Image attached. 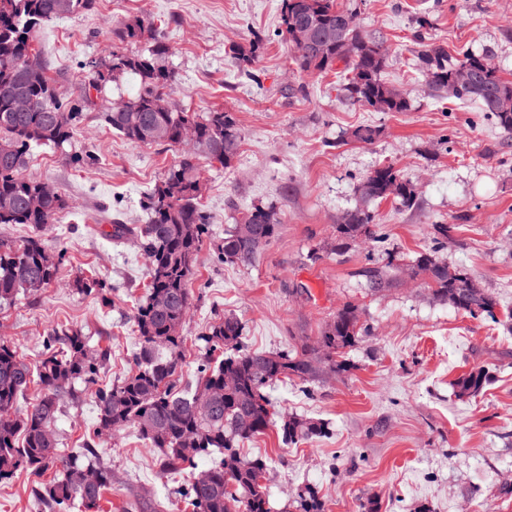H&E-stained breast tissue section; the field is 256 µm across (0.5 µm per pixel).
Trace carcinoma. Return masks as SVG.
Listing matches in <instances>:
<instances>
[{
	"label": "carcinoma",
	"instance_id": "cac0c4a2",
	"mask_svg": "<svg viewBox=\"0 0 512 512\" xmlns=\"http://www.w3.org/2000/svg\"><path fill=\"white\" fill-rule=\"evenodd\" d=\"M58 0H0V224H29L39 229L56 223L67 207L58 193L42 198V183L22 176L29 151L40 145L58 148L71 143L85 107L95 104L107 87L123 75L138 79L137 93L127 101V110H103L112 130L134 144L181 145L182 131L191 128L207 150L186 152L171 166L160 183L147 194L144 206L149 222L139 227L111 224L108 236L121 240L139 239L149 260L146 300L134 316L139 347L133 355L135 370L119 382L96 390L99 417L94 436L75 454L58 453L53 426L60 414L59 396L79 381L97 384L98 374L111 357L110 347L97 344L90 349L81 331L51 328L43 342L42 358L30 366L11 345L0 341V481L17 472L32 477L34 492L49 512H100V502L112 488V469L100 462V438L125 429H134L151 448L163 476L189 477L185 495L192 512H271L266 486L257 478L266 476L267 461L243 455L235 447L239 441L261 435L272 424L274 405L270 390L285 379L317 380L323 368L341 371L344 350L353 346L369 329L359 325L357 307L345 303L309 343L279 352L248 351L241 346L240 322L226 316L214 322L202 336L209 353L197 365L195 380L180 388L176 376L183 362L186 337L171 335L173 324L185 326L191 304V284L198 253L209 234V216L201 208L199 161L227 168L236 157L242 133L228 112L213 109L196 112L170 106L167 112L153 111L154 102L169 97L177 81L175 71L165 64L169 47L162 28L140 17L124 22L113 35L121 43L149 42L148 53H127L112 49L104 61L83 64L86 79L75 99L58 93L56 81L37 46V28L60 17ZM347 11L336 0H283L280 32L291 38L301 22L317 32L331 30L335 38L318 51L295 46L294 63L304 73L326 72L343 64L342 75L351 95L364 106L379 112H402L405 98L393 99L390 84L382 78L385 55L378 42L362 35L355 25L346 26ZM259 44L232 48L239 62L254 63ZM420 61L432 70V91L442 92L448 79L463 70H478L481 57L472 51L450 60L440 46H426ZM492 98L479 85L460 87L454 98L474 102L496 121L499 129L512 136V110L504 112L500 100L512 101V81L494 75ZM17 94L32 103L28 112L14 111ZM59 111L71 113L63 126L56 121ZM361 190L368 200L393 197L404 206L416 200L410 183L390 166L371 170ZM279 221L273 211L255 207L225 233L218 246L225 262L249 263L278 235ZM377 242L379 225L374 215L362 207L346 211V221L335 227L333 251L340 253L352 242ZM64 250L54 249L39 235L19 240L0 239V304H10L18 296L35 295L55 279ZM433 297L472 318L494 317L495 297L472 282L463 269H449L431 254L417 256L409 265ZM372 288L390 283V270L367 271ZM234 379L228 388L224 381ZM490 381L488 370L474 368L455 382L460 398L478 396ZM32 384L41 389L30 406L18 408L20 397ZM282 439L288 443L309 441L325 434L319 421L292 413L279 415ZM218 449L224 451L219 466L208 470L210 482L198 486V461ZM55 477L41 481L43 474ZM291 507L294 512H326L320 490L306 485L297 490Z\"/></svg>",
	"mask_w": 512,
	"mask_h": 512
}]
</instances>
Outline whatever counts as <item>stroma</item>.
Masks as SVG:
<instances>
[{
	"label": "stroma",
	"mask_w": 512,
	"mask_h": 512,
	"mask_svg": "<svg viewBox=\"0 0 512 512\" xmlns=\"http://www.w3.org/2000/svg\"><path fill=\"white\" fill-rule=\"evenodd\" d=\"M337 3L385 47L383 77L402 91L406 110L363 107L336 72H299L294 45L277 35L282 0H96L92 11L46 23L37 41L59 91L73 97L83 63L107 58L123 21L161 24L167 63L178 75L172 103L224 109L241 129L231 166L202 168V203L212 223L192 281L184 376H192L202 337L220 315L240 320L249 350L314 339L346 302L370 327L347 349L346 371L324 372L308 384L288 380L272 391L277 407L324 422L327 437L287 445L273 427L242 444L243 454L271 462L265 484L275 512H288L292 494L306 484L324 494L327 512H363L373 497L381 512H512V321L463 316L406 271L380 292L365 277L368 268L427 251L467 270L512 307V136L475 105L433 96L418 59L425 44L452 57L469 49L512 80V0ZM257 39L263 49L243 72L230 48ZM361 125L378 127L372 144L354 141ZM74 141L96 156L94 165L40 147L23 171L66 197L68 208L43 234L65 254L52 284L0 309V340L32 361L48 328L81 330L111 345L100 373L110 384L132 368L137 338L130 317L149 276L139 248L104 236L101 215L147 223L142 196L181 151L130 143L113 134L97 108L84 112ZM378 164L414 186V207L392 198L364 202L361 183ZM363 204L384 241L331 253L340 215ZM255 207L275 212L277 237L251 265L218 259L225 231ZM435 224L452 225L448 239L433 238ZM79 277L103 282L104 292H80L73 286ZM478 366L488 369L489 384L478 397L458 399L455 379ZM61 406L55 431L65 453L89 439L98 406L93 389L80 384ZM158 456L134 430L109 439L101 461L114 480L102 512H126L137 497L174 498L181 481L158 475ZM31 487L23 472L1 481L0 512H47Z\"/></svg>",
	"instance_id": "1"
}]
</instances>
